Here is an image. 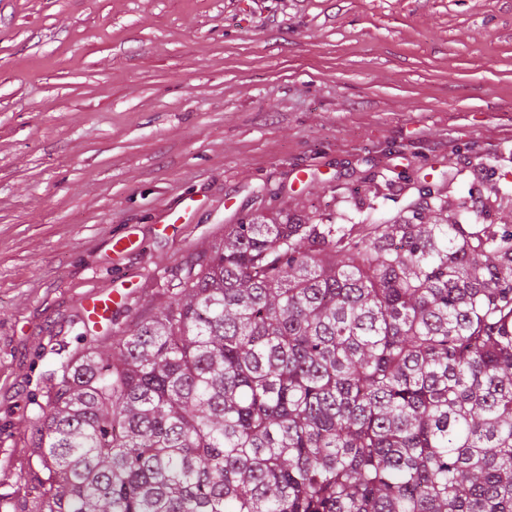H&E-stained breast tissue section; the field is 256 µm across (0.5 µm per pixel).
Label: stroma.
I'll use <instances>...</instances> for the list:
<instances>
[{
	"instance_id": "35a3bbf8",
	"label": "stroma",
	"mask_w": 512,
	"mask_h": 512,
	"mask_svg": "<svg viewBox=\"0 0 512 512\" xmlns=\"http://www.w3.org/2000/svg\"><path fill=\"white\" fill-rule=\"evenodd\" d=\"M419 177L512 191V0H0V493L81 337L154 312L259 190L338 222ZM124 300L125 296L117 288L91 294L83 303L84 317L94 323L107 320L114 310L124 305Z\"/></svg>"
}]
</instances>
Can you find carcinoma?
I'll return each instance as SVG.
<instances>
[{
    "instance_id": "cac0c4a2",
    "label": "carcinoma",
    "mask_w": 512,
    "mask_h": 512,
    "mask_svg": "<svg viewBox=\"0 0 512 512\" xmlns=\"http://www.w3.org/2000/svg\"><path fill=\"white\" fill-rule=\"evenodd\" d=\"M351 224L265 198L83 336L11 512H512V194Z\"/></svg>"
}]
</instances>
